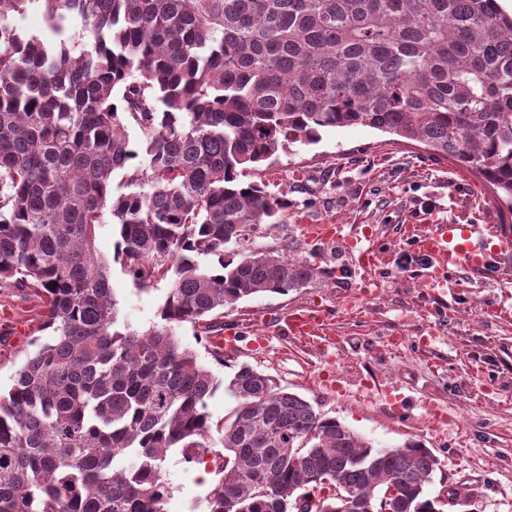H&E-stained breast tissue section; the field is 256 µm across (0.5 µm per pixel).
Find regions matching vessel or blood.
<instances>
[{
  "mask_svg": "<svg viewBox=\"0 0 512 512\" xmlns=\"http://www.w3.org/2000/svg\"><path fill=\"white\" fill-rule=\"evenodd\" d=\"M418 242L430 262L432 283L444 288L449 270L463 266L483 274L488 271L492 256L512 251V228L500 227L497 240L492 243L485 225L440 222L427 225ZM322 321V315L295 312L285 318L283 328L289 334L303 336L317 329Z\"/></svg>",
  "mask_w": 512,
  "mask_h": 512,
  "instance_id": "1",
  "label": "vessel or blood"
}]
</instances>
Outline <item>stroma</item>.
I'll use <instances>...</instances> for the list:
<instances>
[{
    "label": "stroma",
    "mask_w": 512,
    "mask_h": 512,
    "mask_svg": "<svg viewBox=\"0 0 512 512\" xmlns=\"http://www.w3.org/2000/svg\"><path fill=\"white\" fill-rule=\"evenodd\" d=\"M288 201L286 227L256 245L278 249L285 236L317 268L308 287L264 293L225 310L224 328L264 335L230 350L225 362L184 324L183 346L222 379L246 363L310 401L315 409L373 442H417L440 460L428 487L441 512H455L448 492L473 494L483 512H512V255L496 257L483 276L456 269L453 288L429 284L416 240L434 218L457 224L505 223L502 204L477 173L431 156L423 145L365 126L330 128L254 174ZM310 224H340L341 238L311 240ZM370 250L359 277L353 259ZM167 280L135 285L120 266L112 287L130 322L146 328ZM294 308L326 311L324 335L298 338L279 325ZM34 289L0 282V389L8 390L33 340L48 341ZM167 512H190L213 484L210 464L187 466L179 452L166 464Z\"/></svg>",
    "instance_id": "obj_1"
}]
</instances>
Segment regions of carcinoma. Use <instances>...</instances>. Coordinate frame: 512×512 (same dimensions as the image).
<instances>
[{
    "instance_id": "obj_1",
    "label": "carcinoma",
    "mask_w": 512,
    "mask_h": 512,
    "mask_svg": "<svg viewBox=\"0 0 512 512\" xmlns=\"http://www.w3.org/2000/svg\"><path fill=\"white\" fill-rule=\"evenodd\" d=\"M44 7L46 31L10 18ZM361 125L478 172L512 212V13L499 0H0V280L45 297L0 395V512H166L169 454L212 457L202 512H439L440 460L377 448L248 364L182 346L224 309L318 271L255 247L288 201L246 181ZM111 218L113 260L94 229ZM171 275L120 318L111 262ZM236 405L212 436L208 399Z\"/></svg>"
}]
</instances>
